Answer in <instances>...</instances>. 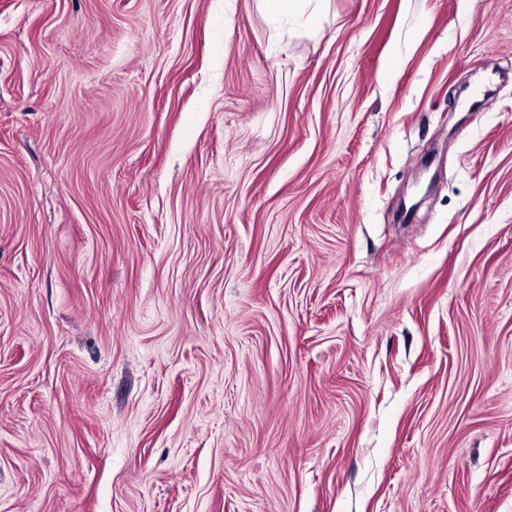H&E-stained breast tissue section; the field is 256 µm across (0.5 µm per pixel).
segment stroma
I'll use <instances>...</instances> for the list:
<instances>
[{
  "label": "stroma",
  "mask_w": 512,
  "mask_h": 512,
  "mask_svg": "<svg viewBox=\"0 0 512 512\" xmlns=\"http://www.w3.org/2000/svg\"><path fill=\"white\" fill-rule=\"evenodd\" d=\"M0 512H512V0H0ZM323 0H263L265 9L276 17H305L310 18L318 3L312 7L313 2Z\"/></svg>",
  "instance_id": "1"
}]
</instances>
